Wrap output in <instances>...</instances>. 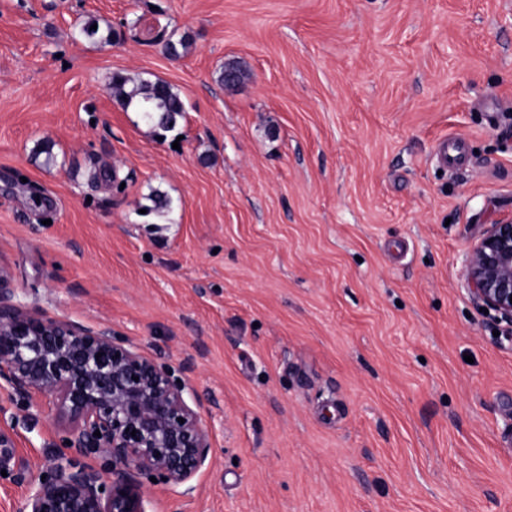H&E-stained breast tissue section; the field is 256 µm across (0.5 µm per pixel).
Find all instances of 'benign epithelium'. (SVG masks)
I'll return each mask as SVG.
<instances>
[{"mask_svg":"<svg viewBox=\"0 0 512 512\" xmlns=\"http://www.w3.org/2000/svg\"><path fill=\"white\" fill-rule=\"evenodd\" d=\"M461 268L468 294L512 326V215L487 226ZM9 283L0 266V390L13 401L44 397L70 425L69 455L29 480L19 512H152V477L191 495L213 452L197 393L110 328L34 315Z\"/></svg>","mask_w":512,"mask_h":512,"instance_id":"7a95c632","label":"benign epithelium"}]
</instances>
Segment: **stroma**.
I'll use <instances>...</instances> for the list:
<instances>
[{
	"label": "stroma",
	"mask_w": 512,
	"mask_h": 512,
	"mask_svg": "<svg viewBox=\"0 0 512 512\" xmlns=\"http://www.w3.org/2000/svg\"><path fill=\"white\" fill-rule=\"evenodd\" d=\"M117 73L171 84L175 131ZM510 213L512 0H0V266L197 391L210 466L155 512H512V343L459 277ZM0 407L18 512L67 427ZM112 94L125 108L135 105L156 137L173 131L184 112L179 94L170 84L159 79L133 81L127 76L117 75L112 78Z\"/></svg>",
	"instance_id": "stroma-1"
}]
</instances>
